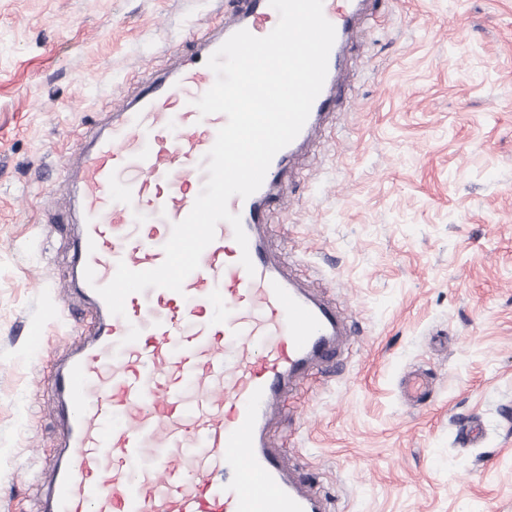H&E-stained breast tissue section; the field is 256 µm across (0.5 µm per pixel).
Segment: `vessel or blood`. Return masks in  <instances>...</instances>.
<instances>
[{
  "label": "vessel or blood",
  "instance_id": "obj_1",
  "mask_svg": "<svg viewBox=\"0 0 512 512\" xmlns=\"http://www.w3.org/2000/svg\"><path fill=\"white\" fill-rule=\"evenodd\" d=\"M374 2L323 0L336 31L323 88L261 187L228 203L248 246L219 223L182 292L130 294L119 317L97 289L118 263L134 271L163 263L227 122L194 105L216 80L206 62L238 30L268 35L279 20L269 0H238L196 36L189 59L139 82L130 104L63 157V168L76 170L73 263L95 272L82 290L98 323L52 378L68 443L43 512H328L327 500L270 447L268 427L300 406L324 367L348 356L349 317L343 302L324 300L292 274L269 249L268 230L291 184L292 158L343 102L341 52ZM245 252L254 273L240 263ZM402 388L413 401L429 397L422 374L407 375Z\"/></svg>",
  "mask_w": 512,
  "mask_h": 512
}]
</instances>
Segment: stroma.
I'll list each match as a JSON object with an SVG mask.
<instances>
[{
    "instance_id": "obj_1",
    "label": "stroma",
    "mask_w": 512,
    "mask_h": 512,
    "mask_svg": "<svg viewBox=\"0 0 512 512\" xmlns=\"http://www.w3.org/2000/svg\"><path fill=\"white\" fill-rule=\"evenodd\" d=\"M234 3L0 0V512L41 505L63 444L50 374L88 315L63 285L57 162ZM344 67L270 247L345 302L352 352L271 442L330 512H512V0H388ZM403 393L411 400L424 403L429 398V382L420 373L407 375L402 383Z\"/></svg>"
}]
</instances>
